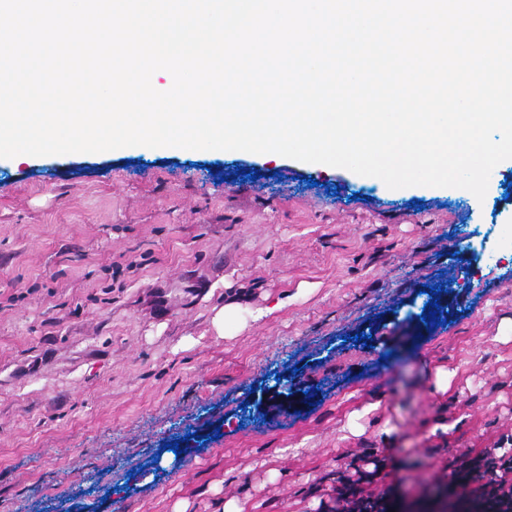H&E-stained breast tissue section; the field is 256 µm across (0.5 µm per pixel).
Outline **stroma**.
Masks as SVG:
<instances>
[{
	"mask_svg": "<svg viewBox=\"0 0 512 512\" xmlns=\"http://www.w3.org/2000/svg\"><path fill=\"white\" fill-rule=\"evenodd\" d=\"M503 242L512 159L476 206L233 150L0 158V512H335L349 479L436 512L512 437ZM229 303L265 315L224 337Z\"/></svg>",
	"mask_w": 512,
	"mask_h": 512,
	"instance_id": "stroma-1",
	"label": "stroma"
}]
</instances>
